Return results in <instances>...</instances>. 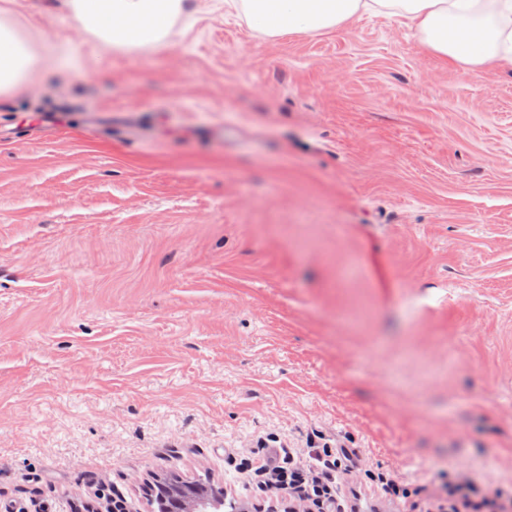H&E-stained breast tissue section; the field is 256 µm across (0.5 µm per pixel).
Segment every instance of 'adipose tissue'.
Segmentation results:
<instances>
[{
  "mask_svg": "<svg viewBox=\"0 0 512 512\" xmlns=\"http://www.w3.org/2000/svg\"><path fill=\"white\" fill-rule=\"evenodd\" d=\"M0 0V96L25 85L49 64L14 9ZM256 34H322L363 15L393 19L441 59L466 69L512 71V0H224ZM77 31L112 52L167 44L189 15V0H64Z\"/></svg>",
  "mask_w": 512,
  "mask_h": 512,
  "instance_id": "1",
  "label": "adipose tissue"
}]
</instances>
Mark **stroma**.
<instances>
[{
  "mask_svg": "<svg viewBox=\"0 0 512 512\" xmlns=\"http://www.w3.org/2000/svg\"><path fill=\"white\" fill-rule=\"evenodd\" d=\"M158 51L0 96V507L248 512L259 445L356 449L358 512L469 469L512 494V76L397 22L255 35L192 0Z\"/></svg>",
  "mask_w": 512,
  "mask_h": 512,
  "instance_id": "35a3bbf8",
  "label": "stroma"
}]
</instances>
